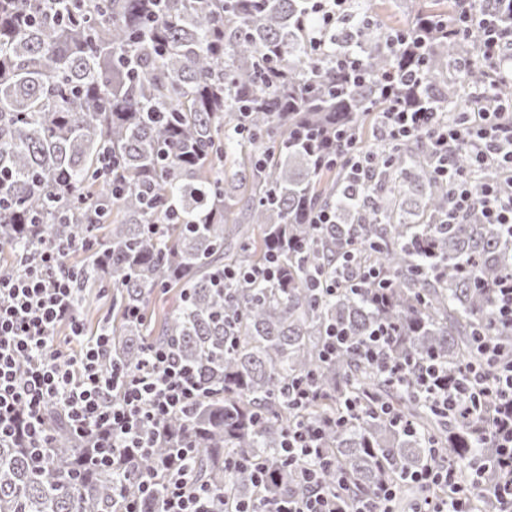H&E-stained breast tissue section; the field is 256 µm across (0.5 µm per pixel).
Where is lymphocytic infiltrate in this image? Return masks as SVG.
Returning <instances> with one entry per match:
<instances>
[{
    "mask_svg": "<svg viewBox=\"0 0 512 512\" xmlns=\"http://www.w3.org/2000/svg\"><path fill=\"white\" fill-rule=\"evenodd\" d=\"M456 20L452 34L466 37L480 29L476 56L487 78L476 98L480 105L472 120L448 123L443 113L410 107L394 93L393 78H383L388 105L378 117V132L386 141L420 136L432 140L434 171L451 185L448 221L462 223L474 204H481L486 223L512 224V111L496 97L499 85L512 84V26L502 25L494 12L477 8V0H454ZM467 153V168L455 158ZM494 165L505 177L481 182L475 174ZM60 248L50 247L21 262L19 268L0 269V440L23 438L27 447L49 445L43 424L45 405L56 404L70 418L74 432L91 448L122 450L126 461L136 460L155 443L169 441L167 422L190 415L206 391L194 368L173 352L149 348L145 362L136 367L106 364L107 335H87L74 313V279L59 262ZM68 323L70 337L58 344L53 331ZM392 329L383 324L364 344L367 359L388 375L401 379L415 375L418 394L438 410L454 417L470 416L481 403L493 406L490 434L499 450V482L481 489L479 478L486 464L478 457L467 461L469 482H459L458 466L438 457L407 480L421 490L408 512H472L477 492L496 502L497 512H512V358L489 337L475 338L488 368L465 382L448 380L436 359L418 364L386 358ZM323 424L289 425L282 441L281 462L296 469L305 491L293 497L260 503H242L222 497L215 489L195 484L186 460L193 449L179 443L154 467L138 471L140 497L129 498L114 488L118 512H143V502L155 499L159 512H393L398 495L394 483H381L373 495L350 496L344 475L326 482L332 463L323 446Z\"/></svg>",
    "mask_w": 512,
    "mask_h": 512,
    "instance_id": "obj_1",
    "label": "lymphocytic infiltrate"
}]
</instances>
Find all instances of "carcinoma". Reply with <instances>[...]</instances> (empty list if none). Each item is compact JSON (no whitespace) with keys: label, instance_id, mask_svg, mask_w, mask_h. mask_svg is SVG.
Listing matches in <instances>:
<instances>
[{"label":"carcinoma","instance_id":"obj_1","mask_svg":"<svg viewBox=\"0 0 512 512\" xmlns=\"http://www.w3.org/2000/svg\"><path fill=\"white\" fill-rule=\"evenodd\" d=\"M0 0V240L3 268L56 243L80 288L109 289L112 316L107 363L134 366L145 345L170 347L192 366L207 396L190 419L169 422L197 448L195 481L236 500L298 495L297 473L279 460L291 422L339 419L326 430L353 496L433 462L430 442L460 463L474 454L491 464L485 438L491 409L446 418L413 394L414 379L383 377L364 355L380 323L395 328L387 356L431 357L457 380L483 364L475 336L512 346L479 282L512 271V230L445 223L450 185L433 173L427 142L388 144L377 135L384 107L380 81L399 67L421 72L412 104L461 121L474 111L459 91L484 79L476 58L480 34L457 41L425 29L446 19L451 0H422L413 37L417 57L388 38L402 28L354 0L324 23L313 0ZM83 5L80 24L68 20ZM340 52L356 53L367 80L343 85L332 60L310 48L313 30ZM275 66L280 81L269 84ZM351 131L372 159L355 182L336 164L334 132ZM119 162L114 193L104 158ZM336 212L320 228L312 212ZM81 253L79 262L71 258ZM279 256L272 282L237 279L222 288L224 268L249 269ZM377 267L389 293L377 305L348 283L329 295L313 276H335L350 256ZM178 289L161 321L152 297ZM140 319L131 320V308ZM346 329L348 344L326 359L328 331ZM319 389L295 408L284 390L294 380ZM411 422L406 430L385 411ZM49 448L0 443V512H114L112 487L137 497L133 466L91 459L68 419L44 410ZM261 458L267 487L245 475L224 482V459Z\"/></svg>","mask_w":512,"mask_h":512}]
</instances>
